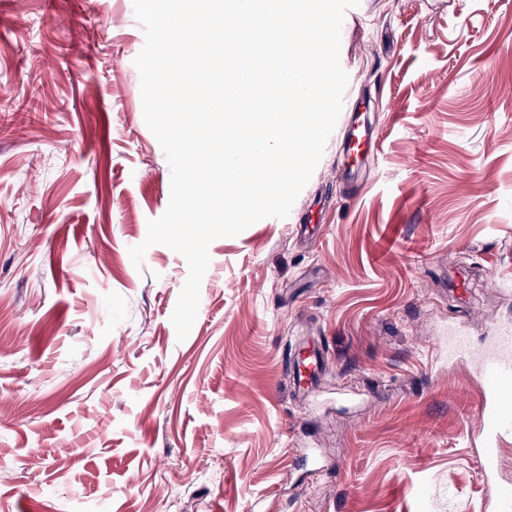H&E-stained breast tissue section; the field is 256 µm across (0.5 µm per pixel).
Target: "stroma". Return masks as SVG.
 I'll list each match as a JSON object with an SVG mask.
<instances>
[{
	"mask_svg": "<svg viewBox=\"0 0 512 512\" xmlns=\"http://www.w3.org/2000/svg\"><path fill=\"white\" fill-rule=\"evenodd\" d=\"M133 0H0V512H491L480 387L512 319V0H360L343 111L287 218L185 259ZM368 103L378 148L344 151ZM324 376L297 399L299 338Z\"/></svg>",
	"mask_w": 512,
	"mask_h": 512,
	"instance_id": "obj_1",
	"label": "stroma"
}]
</instances>
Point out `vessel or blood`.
Returning a JSON list of instances; mask_svg holds the SVG:
<instances>
[{
	"instance_id": "b4317fda",
	"label": "vessel or blood",
	"mask_w": 512,
	"mask_h": 512,
	"mask_svg": "<svg viewBox=\"0 0 512 512\" xmlns=\"http://www.w3.org/2000/svg\"><path fill=\"white\" fill-rule=\"evenodd\" d=\"M448 361L475 365L480 382L479 468L484 478H492L498 470L503 445L512 442V322L499 324L490 342L480 349L462 330L449 328ZM320 368L319 353L308 352L297 371L299 385L316 384Z\"/></svg>"
}]
</instances>
